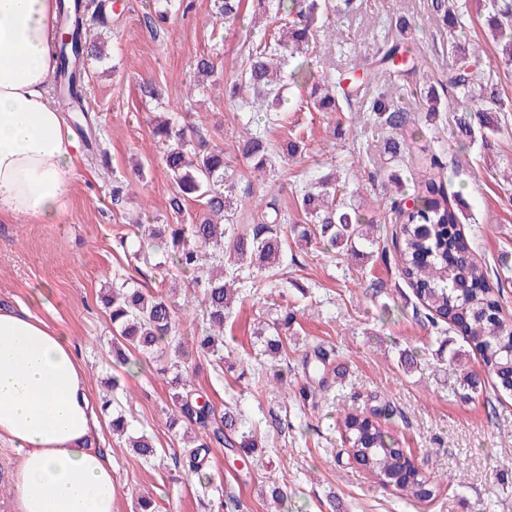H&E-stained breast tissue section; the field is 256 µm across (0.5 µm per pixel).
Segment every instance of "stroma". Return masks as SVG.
I'll return each mask as SVG.
<instances>
[{
    "instance_id": "stroma-1",
    "label": "stroma",
    "mask_w": 512,
    "mask_h": 512,
    "mask_svg": "<svg viewBox=\"0 0 512 512\" xmlns=\"http://www.w3.org/2000/svg\"><path fill=\"white\" fill-rule=\"evenodd\" d=\"M455 2L466 23L465 45L477 52L474 67L494 71L498 97L512 103V66L502 64L478 0ZM161 11L169 14L166 24L146 25L147 16ZM400 16L412 24L416 65L431 83L444 81L452 63L448 32L435 20L431 0H357L356 12L334 19L339 37L320 30L313 73H362ZM282 26L275 12L256 15L252 0H243L242 18L232 26L213 19L210 0H193L185 11L176 0H114L108 24L94 28L105 56L89 62L85 76L87 103L98 118L109 168L79 158L67 210L56 223L0 217V304L26 307L68 336L93 397L110 393L122 405L128 434L153 439L157 455L147 463L113 436L109 417H102L94 432L96 446L112 454L115 512H139L144 496L151 498L154 512H219L228 495L241 500L244 512H512V400L496 398L489 388L470 399L453 394L456 375L438 353L437 330L417 314V301L396 265L382 263L379 256L351 258L323 252L313 242L289 244L274 287L251 289L227 317L220 373L192 344L197 307H183L182 295H175L182 305L177 334L194 383L216 407L236 406L243 430L267 441L246 463L225 448H211L204 465L209 480L185 472L182 449L189 434L185 425H168L176 390L172 373H159L150 360L126 371L112 352V323L99 294L111 286L113 275L162 294L177 275L173 269L137 266L131 252L116 247L115 237L138 221L188 224L200 211L192 201L181 216L171 214L172 183L152 135L154 119L162 114L187 118L223 148L242 180H252L243 144L264 123L265 111L227 101L224 86L238 77L252 46ZM203 55L214 62L217 84L196 91L194 64ZM295 64L290 57L283 63L286 121L271 132L279 143L291 134L305 143L300 155L274 173L288 223L303 221L296 192L309 176L348 177L356 160L360 170L351 202L373 222L381 245H390L395 216L381 201L382 183L392 170L413 178L421 171L420 159L396 161L384 153L388 131L374 124L366 101L353 100L335 113L297 110L304 91L289 78ZM147 80L161 87L160 100L142 94ZM381 84L391 100L424 121L423 145L443 150L445 174L462 193L466 221L461 230L486 265L489 284L499 285L504 311L512 317V282L497 280L501 263L512 264V112L505 113L500 134L461 148L453 137L459 117L453 98H443L430 118L400 81L386 75ZM345 127L348 136L333 137V129ZM116 179L127 185L118 204L112 201ZM286 310L295 319L285 358L273 371L255 357L253 332L257 317L270 320ZM316 345L329 353V387L318 399L307 395L302 366ZM410 354L415 364H406ZM115 374L122 386L111 391L106 381ZM384 404L393 410L380 422L387 435L409 457L422 460L430 475H447V486L433 501L408 500L379 485L341 447L337 416ZM273 481L286 494L279 507L265 494Z\"/></svg>"
}]
</instances>
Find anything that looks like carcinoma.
<instances>
[{
	"mask_svg": "<svg viewBox=\"0 0 512 512\" xmlns=\"http://www.w3.org/2000/svg\"><path fill=\"white\" fill-rule=\"evenodd\" d=\"M288 16V39L259 44L249 53L238 78L224 87V96L242 107L252 100H261L273 109L268 117L267 129L256 132L247 141L244 154L259 174L274 167L275 159L285 162L303 150L297 142L279 153V147L267 139V130L284 120L278 115L282 106L280 64L283 52L307 54L316 42L315 20L323 12L347 15L354 12V0H278ZM66 16L70 44L62 39L54 42L53 60L59 62L54 81L78 107L85 125L95 126L90 108L84 103L83 74L85 58L94 47L90 24H107L106 0H91V15L80 12L79 0ZM435 17L448 29L450 50L454 60L448 69L446 83L435 86L416 79L417 66L411 56L406 35L410 23L405 18L395 22L394 34L378 50V56L362 76L341 73L337 79L317 80L308 69V61H301L290 74V80L308 88L306 104L319 112H341L344 105L363 96L366 86L379 79L386 70L396 73L420 97L428 115L438 111L440 91L455 96L459 111L480 116L479 128L493 134L500 130L497 122L487 116L489 112H509L512 109L493 95L489 107L478 104L489 80L471 69L470 57L457 41L464 29L458 6L450 0H431ZM242 0H213L214 17L231 25L241 17ZM486 24L494 41L502 45L504 64H512V0H487ZM214 73L210 58L196 60L194 74L198 78L195 88ZM370 111L379 126L393 131L386 138L384 150L394 158L410 152L411 145L420 141L419 129L410 112L402 106L392 105L386 94L370 99ZM154 135L166 146L162 160L174 184L168 205L176 216L183 214L187 201L194 199L203 209L202 215L190 224H134L137 233L152 240L154 248L165 252L171 264L186 277L192 288L190 297L197 300L200 317L193 341L197 349L211 357L215 370H224V314L240 289L243 269L267 273L272 278L283 263L288 239L283 231L285 215L281 213L278 196L270 193L262 199L264 215L255 224H238L233 212V193L236 180L232 165L224 161V149L210 145L202 137L187 138L186 128L178 127L168 118L154 128ZM88 157L101 167L109 165L108 151L100 139L87 144ZM425 171L412 189L406 188L401 174L388 175L392 187L390 211L400 217L393 225L394 251L380 246L369 236L358 209L347 202L345 190L336 185V177L322 175L302 185L296 192L300 210L310 222L311 230L298 224L290 225V232L300 242L308 235L318 234L319 244L326 251L357 254V245L363 241L370 248L381 249L384 262L394 261L405 284L412 289L423 318L434 328L448 325V330L462 333L468 348L479 355L494 390L502 396H512V319L502 312L500 291L487 285L480 265L460 224L464 219V206L460 193L449 190L444 176L445 164L441 156L427 151ZM110 311L113 345H121L119 364L128 367L137 363L135 355L145 354L154 359L159 371L176 366L175 358L182 355L177 342L176 303L162 294L147 295L139 288L128 287V281L114 276L110 293L104 296ZM293 316L284 312L270 323L262 322L257 329L263 337L260 354L273 358L281 356L283 345L280 332L288 329ZM327 352L320 346L313 348L305 362L312 379L325 371ZM180 390L173 393L174 410L171 424L182 422L199 430L200 437L192 446L183 449L189 468L197 471L201 454L213 445L228 448L246 457L251 456L258 441L252 433L241 430L240 413L227 406L220 412L209 402H199L202 395L192 386L190 376L178 380ZM459 386L466 396L482 390L476 376L459 373ZM101 412L112 417V430L124 432L127 423L122 412L113 407L112 397L105 396ZM390 412V406L372 410L370 414L348 412L336 420V431L341 443L361 459L364 469L381 485L392 487L419 501L438 496L441 486L415 464L404 449L394 444L382 431L374 417L379 411ZM134 451L146 462L156 454L152 442L142 435L130 441Z\"/></svg>",
	"mask_w": 512,
	"mask_h": 512,
	"instance_id": "carcinoma-1",
	"label": "carcinoma"
}]
</instances>
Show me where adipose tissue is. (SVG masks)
Wrapping results in <instances>:
<instances>
[{"label":"adipose tissue","mask_w":512,"mask_h":512,"mask_svg":"<svg viewBox=\"0 0 512 512\" xmlns=\"http://www.w3.org/2000/svg\"><path fill=\"white\" fill-rule=\"evenodd\" d=\"M55 0H0V215L55 223L78 144L48 90ZM70 339L28 309L0 311V441L22 454L16 512H113L112 456Z\"/></svg>","instance_id":"obj_1"}]
</instances>
